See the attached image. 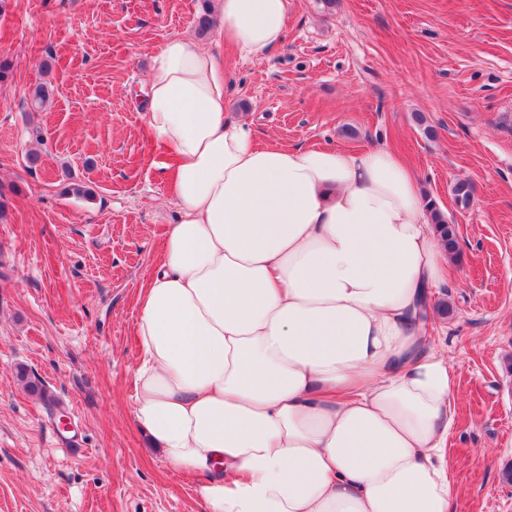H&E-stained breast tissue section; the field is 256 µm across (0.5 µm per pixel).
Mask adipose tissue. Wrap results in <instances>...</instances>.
I'll use <instances>...</instances> for the list:
<instances>
[{
	"label": "adipose tissue",
	"instance_id": "obj_1",
	"mask_svg": "<svg viewBox=\"0 0 512 512\" xmlns=\"http://www.w3.org/2000/svg\"><path fill=\"white\" fill-rule=\"evenodd\" d=\"M212 9L242 57L286 37L289 0ZM230 80L189 36L151 55L179 219L138 292L135 424L207 512H451L448 254L417 174L384 146H259Z\"/></svg>",
	"mask_w": 512,
	"mask_h": 512
}]
</instances>
